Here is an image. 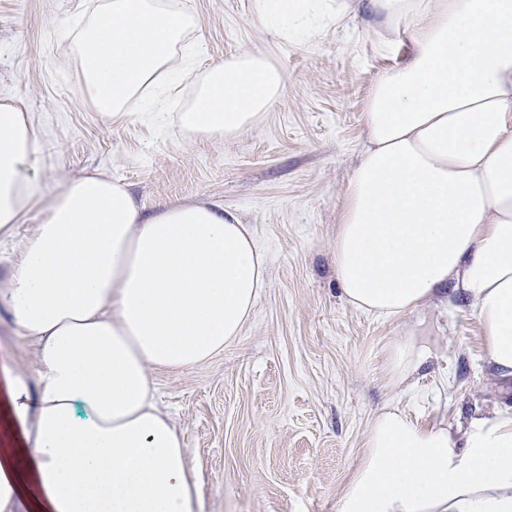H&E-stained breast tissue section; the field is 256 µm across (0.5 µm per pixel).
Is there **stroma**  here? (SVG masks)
Wrapping results in <instances>:
<instances>
[{"instance_id": "obj_1", "label": "stroma", "mask_w": 512, "mask_h": 512, "mask_svg": "<svg viewBox=\"0 0 512 512\" xmlns=\"http://www.w3.org/2000/svg\"><path fill=\"white\" fill-rule=\"evenodd\" d=\"M99 2L0 0V102L29 112L38 146L28 173L48 187L96 171L127 185L148 213L218 202L252 225L267 255L269 283L241 336L205 364L151 373L200 478L202 512H336L383 409L405 406L421 425L459 435L474 417L512 408V379L485 367L482 328L460 299L382 318L347 304L336 277L364 103L379 74L405 59V33L383 43L361 17L291 43L263 27L253 0H178L199 20L198 71L261 51L284 76L255 128L198 142L179 121L193 77L161 121L140 111L110 118L81 95L64 30ZM409 331L431 356L398 390L387 350ZM36 350L0 303V449L23 489L14 512L37 509L32 443L13 404L17 380L38 373Z\"/></svg>"}]
</instances>
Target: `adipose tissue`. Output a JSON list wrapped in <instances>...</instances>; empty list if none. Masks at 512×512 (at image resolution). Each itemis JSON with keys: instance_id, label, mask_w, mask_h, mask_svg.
<instances>
[{"instance_id": "ef3b65f1", "label": "adipose tissue", "mask_w": 512, "mask_h": 512, "mask_svg": "<svg viewBox=\"0 0 512 512\" xmlns=\"http://www.w3.org/2000/svg\"><path fill=\"white\" fill-rule=\"evenodd\" d=\"M261 24L296 43L349 15L409 50L372 86L366 143L336 233L345 300L384 317L459 291L485 361L512 378V0H255ZM195 16L172 0H103L75 38L84 97L109 115L161 102L187 71ZM282 74L263 52L211 65L180 115L201 139L232 138L277 100ZM37 132L0 103V241L25 213L46 217L18 241L0 302L38 343L35 391L16 385L42 512H200L190 452L156 404L154 369L211 360L240 336L267 286L251 225L216 202L143 215L98 174L43 197L25 173ZM15 239V238H14ZM428 357L410 336L389 347L404 383ZM364 457L336 512H512V413L463 435L400 407L370 423Z\"/></svg>"}]
</instances>
